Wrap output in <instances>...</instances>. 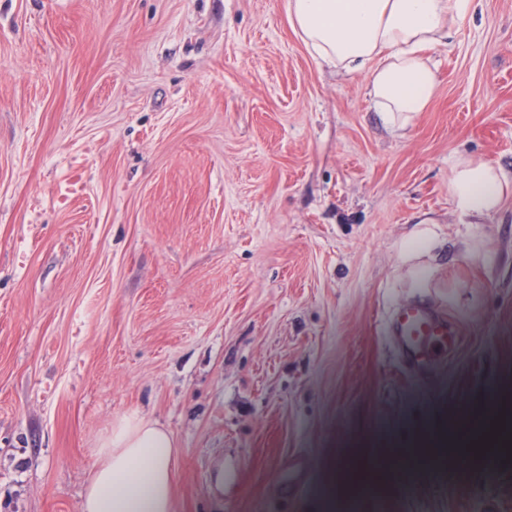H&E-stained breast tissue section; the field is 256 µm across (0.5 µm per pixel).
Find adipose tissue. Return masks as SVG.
<instances>
[{
  "label": "adipose tissue",
  "instance_id": "ef3b65f1",
  "mask_svg": "<svg viewBox=\"0 0 512 512\" xmlns=\"http://www.w3.org/2000/svg\"><path fill=\"white\" fill-rule=\"evenodd\" d=\"M288 17L321 62L363 73L383 121L407 126L436 91L425 52L450 39L473 0H288ZM512 195V179L495 165L454 158L448 197L456 218L473 224ZM176 447L157 420L131 412L118 417L95 450L81 512H177Z\"/></svg>",
  "mask_w": 512,
  "mask_h": 512
}]
</instances>
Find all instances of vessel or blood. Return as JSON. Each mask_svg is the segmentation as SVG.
<instances>
[{"mask_svg": "<svg viewBox=\"0 0 512 512\" xmlns=\"http://www.w3.org/2000/svg\"><path fill=\"white\" fill-rule=\"evenodd\" d=\"M387 329L401 364L420 379L454 358L461 348L455 319L425 304L400 307L389 318Z\"/></svg>", "mask_w": 512, "mask_h": 512, "instance_id": "b4317fda", "label": "vessel or blood"}]
</instances>
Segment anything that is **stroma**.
<instances>
[{
  "label": "stroma",
  "instance_id": "obj_1",
  "mask_svg": "<svg viewBox=\"0 0 512 512\" xmlns=\"http://www.w3.org/2000/svg\"><path fill=\"white\" fill-rule=\"evenodd\" d=\"M390 130L286 0H0V512H81L136 410L180 512H331L361 449L512 399V198L455 223L452 159L512 177V0L429 52ZM461 328L420 380L386 334ZM392 512H512V456L411 468ZM388 335L399 361L413 376L424 379L438 365L454 358L461 348L453 317L436 307L411 303L387 321Z\"/></svg>",
  "mask_w": 512,
  "mask_h": 512
}]
</instances>
